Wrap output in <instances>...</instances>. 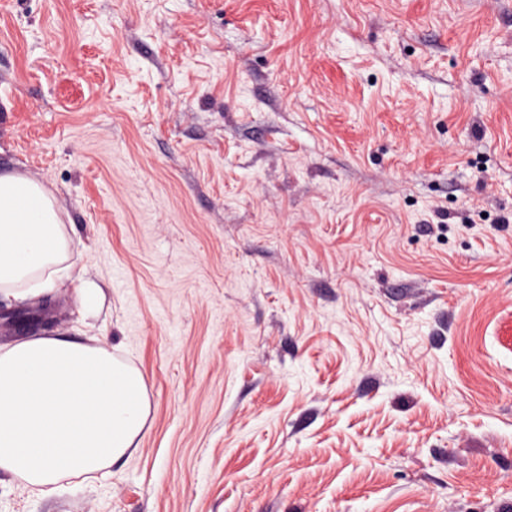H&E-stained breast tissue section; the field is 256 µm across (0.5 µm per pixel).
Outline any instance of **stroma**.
I'll return each instance as SVG.
<instances>
[{
  "label": "stroma",
  "instance_id": "1",
  "mask_svg": "<svg viewBox=\"0 0 512 512\" xmlns=\"http://www.w3.org/2000/svg\"><path fill=\"white\" fill-rule=\"evenodd\" d=\"M0 173L148 397L0 512H512V0H0Z\"/></svg>",
  "mask_w": 512,
  "mask_h": 512
}]
</instances>
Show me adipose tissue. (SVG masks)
<instances>
[{"mask_svg":"<svg viewBox=\"0 0 512 512\" xmlns=\"http://www.w3.org/2000/svg\"><path fill=\"white\" fill-rule=\"evenodd\" d=\"M55 197L0 174V301L28 302L81 279ZM143 375L100 346L34 336L0 346V469L56 490L64 471L93 473L134 452L146 421Z\"/></svg>","mask_w":512,"mask_h":512,"instance_id":"1","label":"adipose tissue"}]
</instances>
